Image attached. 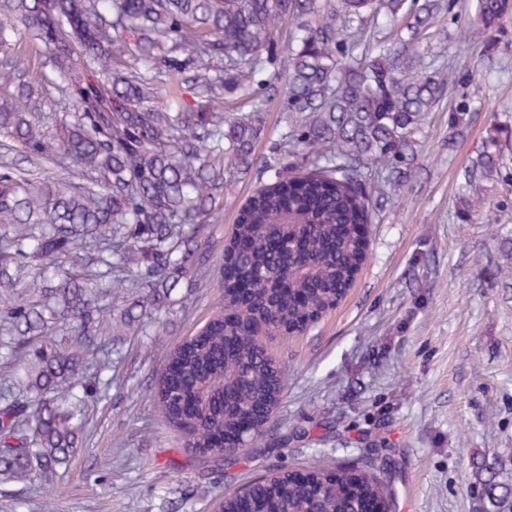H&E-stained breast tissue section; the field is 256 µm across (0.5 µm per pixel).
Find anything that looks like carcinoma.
Returning <instances> with one entry per match:
<instances>
[{
  "label": "carcinoma",
  "instance_id": "1",
  "mask_svg": "<svg viewBox=\"0 0 512 512\" xmlns=\"http://www.w3.org/2000/svg\"><path fill=\"white\" fill-rule=\"evenodd\" d=\"M0 0V480H47L79 447L112 380V337L147 332L178 285L218 268L220 309L162 360L154 401L183 447L219 467L224 432L265 434L285 390L268 342L304 334L345 296L370 224L416 174L414 134L448 91L475 79L418 47L440 0ZM508 0H476L487 31ZM137 35L130 45L124 34ZM39 48L31 62L26 46ZM74 107L48 133L34 110ZM289 121L276 136L261 112ZM236 101L247 113L226 107ZM468 105L448 116L465 136ZM265 142V152L256 146ZM24 154L29 167L9 158ZM52 162L69 179L47 181ZM497 163L483 151L465 187ZM376 178L373 197L363 172ZM259 186L230 238L224 190ZM80 183L72 185V178ZM374 468L274 470L216 512H394Z\"/></svg>",
  "mask_w": 512,
  "mask_h": 512
}]
</instances>
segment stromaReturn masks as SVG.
<instances>
[{
    "label": "stroma",
    "mask_w": 512,
    "mask_h": 512,
    "mask_svg": "<svg viewBox=\"0 0 512 512\" xmlns=\"http://www.w3.org/2000/svg\"><path fill=\"white\" fill-rule=\"evenodd\" d=\"M432 51L483 76L444 97L419 135V176L372 225L369 255L345 297L309 332L275 338L286 387L248 459L220 467L182 448L151 402L159 359L204 325L223 286L204 277L149 335L112 345V389L94 407L87 447L51 483L0 482V512H212L217 498L272 469L312 461L387 471L397 512H482L485 478L512 491V10L485 36L459 30ZM468 102L467 138L448 143V112ZM497 169L481 210L461 217L458 184L482 150Z\"/></svg>",
    "instance_id": "stroma-1"
}]
</instances>
